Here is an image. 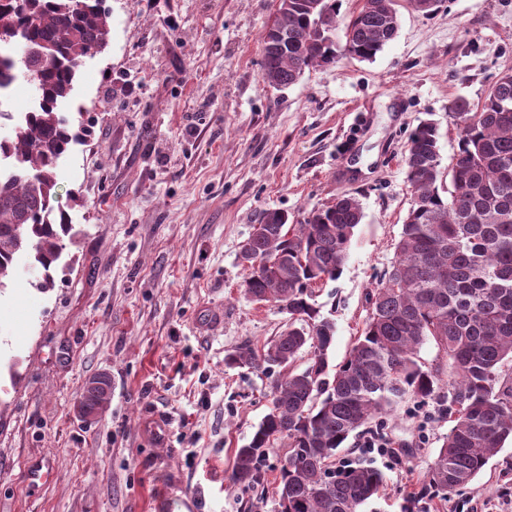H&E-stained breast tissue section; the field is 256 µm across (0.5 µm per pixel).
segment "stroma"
Here are the masks:
<instances>
[{
    "instance_id": "35a3bbf8",
    "label": "stroma",
    "mask_w": 512,
    "mask_h": 512,
    "mask_svg": "<svg viewBox=\"0 0 512 512\" xmlns=\"http://www.w3.org/2000/svg\"><path fill=\"white\" fill-rule=\"evenodd\" d=\"M108 46L80 70L69 116L90 127L61 166L59 203L76 234L35 288L19 269L0 295V512H275L232 486L235 452L271 403L272 376L230 367L279 335L286 312L247 298L240 248L259 212L292 224L348 193L364 219L338 278L316 287L333 320L330 365L363 328L367 294L396 258L410 207L404 155L434 120L442 164L457 149V99L479 102L512 68V0H399L396 38L373 61L338 54L275 88L261 36L278 0H107ZM111 380L101 413L77 416L92 376ZM167 426L155 441L150 425ZM448 421L439 401L405 400L371 423L392 459L353 434L337 464L380 471L363 512H499L512 493V441L468 488L426 495ZM49 468L25 480L28 462Z\"/></svg>"
}]
</instances>
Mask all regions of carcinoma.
<instances>
[{
	"mask_svg": "<svg viewBox=\"0 0 512 512\" xmlns=\"http://www.w3.org/2000/svg\"><path fill=\"white\" fill-rule=\"evenodd\" d=\"M337 0H279L262 34L263 81L294 84L306 70L336 58ZM398 0H360L344 25L353 58L371 61L398 31ZM111 12L105 0H0V29L17 49L0 51V89L31 78V109L0 110V294L17 263L51 271L74 235L58 205L59 160L87 136L63 112L81 64L107 45ZM449 117L459 129L447 171L440 168L439 128L419 122L404 155L412 200L396 259L369 293V313L347 359L332 367L334 323L312 303L313 288L336 280L354 230L364 219L347 194L314 210L303 224L266 210L245 240L271 269L249 266L243 292L288 313L280 334L256 354L246 347L229 365L289 366L273 381L271 406L248 446L236 451L235 486L264 485L262 462L285 441L275 481L277 512H361L383 484L362 466L338 469L336 451L376 415L407 397L446 405L448 433L427 472L443 497L471 484L512 438V70L501 72L472 107L456 100ZM432 341L445 363L425 365L419 350ZM309 349L305 368L294 364ZM448 376V394L441 393ZM109 399L106 383L86 388L90 412Z\"/></svg>",
	"mask_w": 512,
	"mask_h": 512,
	"instance_id": "obj_1",
	"label": "carcinoma"
}]
</instances>
